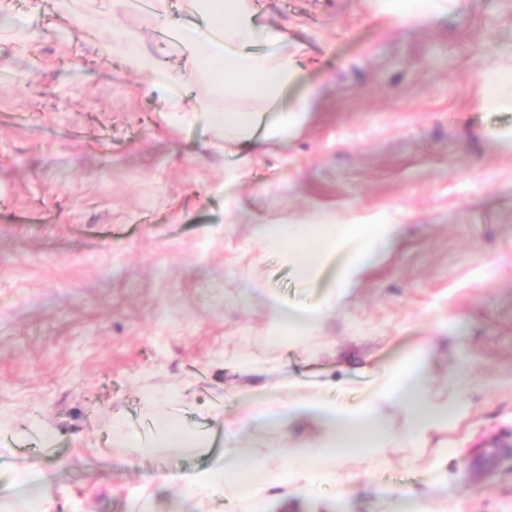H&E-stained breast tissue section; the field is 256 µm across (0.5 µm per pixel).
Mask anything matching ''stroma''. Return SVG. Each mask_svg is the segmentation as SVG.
Segmentation results:
<instances>
[{
  "label": "stroma",
  "mask_w": 512,
  "mask_h": 512,
  "mask_svg": "<svg viewBox=\"0 0 512 512\" xmlns=\"http://www.w3.org/2000/svg\"><path fill=\"white\" fill-rule=\"evenodd\" d=\"M116 14L170 74L185 59L164 27L201 26L167 0H76ZM283 29L318 97L299 133L238 170L203 118L179 121L168 87L109 54L110 28H77L57 0H0V503L15 470L51 486V512H234L214 487L183 480L232 448L279 468L290 437L222 423L249 395L290 390L345 404L424 345L431 386L456 372L468 411L452 452L412 448L404 411L379 466L355 485L324 483L311 512H390L399 492L434 512H512V152L490 112L493 71L512 49V0H464L425 25L369 19L364 0H254ZM381 213L402 228L315 344L268 341L269 299L318 303L335 267L300 281L257 235L259 222L352 223ZM255 369L241 373L237 360ZM167 420L199 450L149 457L125 439Z\"/></svg>",
  "instance_id": "1"
}]
</instances>
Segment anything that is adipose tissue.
<instances>
[{"instance_id":"obj_1","label":"adipose tissue","mask_w":512,"mask_h":512,"mask_svg":"<svg viewBox=\"0 0 512 512\" xmlns=\"http://www.w3.org/2000/svg\"><path fill=\"white\" fill-rule=\"evenodd\" d=\"M376 16L397 17L428 23L456 12L463 0H372ZM186 8L203 15L206 31L176 28L173 42L189 53L185 82L197 81L200 61L224 60V105L206 109V124L220 132L232 147L240 168L251 165L255 149L275 139L293 135L318 95L305 88L295 98L288 89L299 85L301 70L293 53L282 50L285 33L259 24L252 0H185ZM135 34L114 26L110 51L123 54L130 67L155 83L167 74L154 56L140 50ZM400 225L375 214L354 224H267L259 234L268 245L281 251L298 277H317L329 263H336L335 289L316 305L300 313L282 311L278 302L269 305V338L272 345L290 346L319 330L336 299L357 287L380 249L392 246ZM431 357L426 348H416L396 361L377 378L369 395L356 406L346 407L316 396L287 402L273 399L252 402L245 419L228 422L231 433L256 422L287 434L302 421H318L320 438L288 456L278 471L228 452L221 464L190 478L191 486H229L239 512H272L273 504L305 512L307 493L315 485L332 481H355L346 470L352 458H373L390 438V426L382 404L400 406L406 413L402 438L418 446L435 433L453 429L466 410L458 392L434 395L430 389ZM279 487L277 499L266 498V488Z\"/></svg>"}]
</instances>
